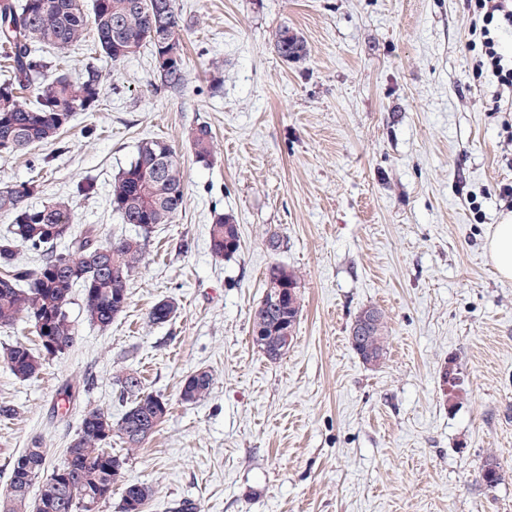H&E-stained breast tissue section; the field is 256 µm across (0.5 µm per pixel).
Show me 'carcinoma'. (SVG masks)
I'll list each match as a JSON object with an SVG mask.
<instances>
[{"instance_id": "cac0c4a2", "label": "carcinoma", "mask_w": 512, "mask_h": 512, "mask_svg": "<svg viewBox=\"0 0 512 512\" xmlns=\"http://www.w3.org/2000/svg\"><path fill=\"white\" fill-rule=\"evenodd\" d=\"M89 30L115 78H121L123 63L147 50L160 82L157 89L170 95L186 89V26L176 0H91L89 10L84 0H0V58L5 62L0 80L1 153H27L46 145L59 151L73 117L100 110L107 95L102 70L87 66L74 80L60 68L66 51ZM275 50L285 62L305 56L303 41L286 26L275 34ZM189 139L195 159L210 164L215 148L211 126L197 124ZM40 188L36 179L0 187V218L9 224L8 233L0 237V328L23 321L39 339L37 349L19 343L4 353L8 371L23 381L37 377L46 362L72 346L77 336V322L70 315L75 291H80L86 322L103 330L112 325L127 305L130 281L144 264L155 228L172 223L184 202L181 163L173 146L159 138L141 141L133 159L110 183L112 212L121 223L134 225L132 232L110 242L100 241L94 226L73 233L72 207L65 200L30 206L29 199ZM65 240L67 248L58 249ZM208 245L215 257L232 259L241 249L239 225L229 216L215 214ZM20 246L40 253V261L19 262ZM284 271L279 265L269 268L262 301L251 315V335L270 351L283 349V326L294 328L301 312L298 293L276 312L264 308ZM175 314V304L163 299L150 309L148 321L164 324ZM387 339L381 319L352 349L364 364L376 366L386 356ZM117 382L121 395L130 399L121 418L114 423L101 409L85 411L63 462L47 476L45 450L40 442H32L12 465L0 512H102L128 459L109 450L112 438L125 444L128 452L139 448L169 411L163 396L143 391L138 372H124ZM213 384L209 371L191 374L182 385V401L197 403ZM479 478L489 488L499 484L494 457L487 458ZM35 485L38 491L32 498ZM153 495L146 483H128L119 512H144Z\"/></svg>"}]
</instances>
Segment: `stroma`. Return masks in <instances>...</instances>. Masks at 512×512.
<instances>
[{"label": "stroma", "mask_w": 512, "mask_h": 512, "mask_svg": "<svg viewBox=\"0 0 512 512\" xmlns=\"http://www.w3.org/2000/svg\"><path fill=\"white\" fill-rule=\"evenodd\" d=\"M187 25L189 85L154 91L148 52L126 62L100 112L78 115L65 151L0 155V184L41 182L74 198L73 226L102 240L125 233L108 189L143 139L173 144L185 197L157 227L123 313L105 330L70 312L79 334L37 378L0 367V492L12 463L40 441L48 467L65 457L85 410L120 417L115 382L136 370L169 413L112 489L152 485L145 512L190 500L200 512H512V280L494 272L486 242L506 211L512 133L488 112L491 87L472 79L467 0H177ZM304 59L274 50L280 26ZM224 83L211 92L209 66ZM215 134L212 164L187 138ZM240 226L242 248L215 257V213ZM277 236L279 249L268 239ZM191 243L180 252L181 240ZM299 281L302 311L286 355L252 345L250 316L268 266ZM169 322L149 323L159 300ZM382 310L384 363H362L348 341L359 311ZM460 382L447 392L441 371ZM210 393L183 404L190 374ZM71 386L73 396L60 391ZM502 479L479 480L487 457ZM214 384V376L211 372L197 371L188 376L181 389V399L185 404H195L203 399Z\"/></svg>", "instance_id": "stroma-1"}]
</instances>
